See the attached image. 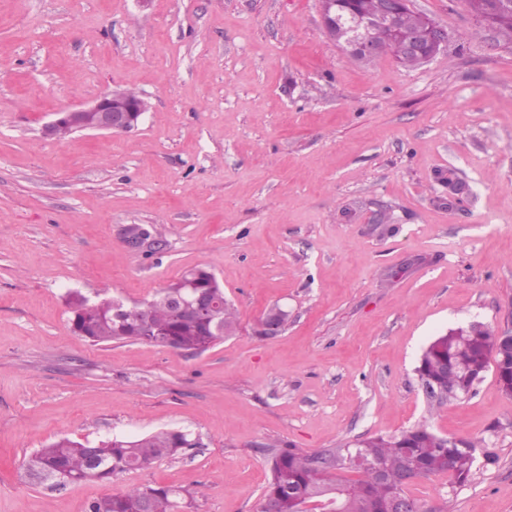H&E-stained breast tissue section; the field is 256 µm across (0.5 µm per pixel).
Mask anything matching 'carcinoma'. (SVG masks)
<instances>
[{
    "label": "carcinoma",
    "mask_w": 512,
    "mask_h": 512,
    "mask_svg": "<svg viewBox=\"0 0 512 512\" xmlns=\"http://www.w3.org/2000/svg\"><path fill=\"white\" fill-rule=\"evenodd\" d=\"M470 11L484 18L497 9L499 0H467ZM395 25L407 34L419 31V18L402 12ZM194 281L209 287L218 297L208 324L185 319L172 307V297L187 292ZM70 324L74 332L93 343L144 341L159 346L204 352L222 337L234 336L238 317L234 305L224 299V288L210 269L194 267L166 288L145 301L141 314L121 313L124 303L107 294L91 300L70 292L66 296ZM494 364L497 381L512 380V348L496 342L495 334L484 327L479 331L451 330L433 339L423 350L415 372L418 378L435 382L453 392L458 399L468 395ZM362 448H342V454H358L368 463L382 468L379 479L369 467L342 464L315 471L313 453L301 448H278L271 453V478L263 497H275L279 512H302L308 503L335 499L341 512H386L389 497L405 489L402 479L415 480L448 473L454 489L466 483L478 462L477 449L487 447L481 439L454 440L420 423L398 435L371 436L361 440ZM193 447L191 435L182 431H160L133 441L117 438L98 443H81L62 438L32 454L27 469L32 479L56 486L84 481H106L115 474L148 468L154 463ZM181 490L168 486L131 487L108 495L89 507V512H137L146 503L148 512H179Z\"/></svg>",
    "instance_id": "1"
}]
</instances>
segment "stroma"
<instances>
[{
  "label": "stroma",
  "mask_w": 512,
  "mask_h": 512,
  "mask_svg": "<svg viewBox=\"0 0 512 512\" xmlns=\"http://www.w3.org/2000/svg\"><path fill=\"white\" fill-rule=\"evenodd\" d=\"M413 6L454 37L406 69L352 59L319 0H0V512L156 485L187 512H258L268 448L422 421L496 462L409 483L421 512H512V397L490 371L433 409L415 373L448 330H512V47L467 0ZM119 88L149 102L136 130L44 137ZM123 224L166 249L129 251ZM196 266L239 315L205 352L70 326L67 292L130 304ZM275 305L288 325L262 335ZM160 430L198 444L109 482L27 475L59 438Z\"/></svg>",
  "instance_id": "35a3bbf8"
}]
</instances>
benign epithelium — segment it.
<instances>
[{
	"label": "benign epithelium",
	"instance_id": "1",
	"mask_svg": "<svg viewBox=\"0 0 512 512\" xmlns=\"http://www.w3.org/2000/svg\"><path fill=\"white\" fill-rule=\"evenodd\" d=\"M413 0H380L377 12L364 17L349 14V26L345 29V47L357 55L360 61L370 63L381 54L383 47L395 37L390 28L392 17L405 10L412 11ZM424 24V39L421 43L413 38L405 40L406 49L416 54L421 65L429 63L448 46L451 38L448 29L430 20L426 14L417 12ZM149 109V102L141 93L132 89H109L92 104L74 107L54 113V117L44 127L49 138L57 135V130L70 126L73 131H95L110 134L128 133L137 129L143 115ZM122 244L130 251L145 254L155 248L162 239L149 225L123 224L119 229ZM212 293L199 292L188 301L176 298V312L182 316L200 320L212 307ZM286 311L276 308L262 320V334H277L283 325Z\"/></svg>",
	"mask_w": 512,
	"mask_h": 512
}]
</instances>
